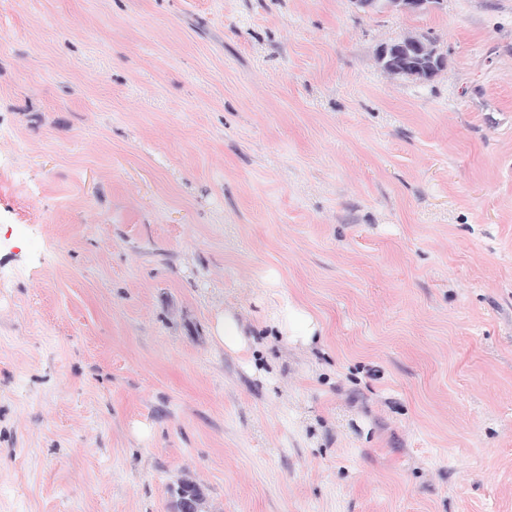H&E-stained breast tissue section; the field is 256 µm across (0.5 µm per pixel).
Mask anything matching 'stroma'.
<instances>
[{
	"label": "stroma",
	"mask_w": 512,
	"mask_h": 512,
	"mask_svg": "<svg viewBox=\"0 0 512 512\" xmlns=\"http://www.w3.org/2000/svg\"><path fill=\"white\" fill-rule=\"evenodd\" d=\"M0 27V512H173L185 478L209 512H512V0ZM408 34L432 81L376 65ZM227 307L251 352L211 345ZM266 326L288 343L311 345L316 336H323V326L302 306L289 298L273 304L267 315Z\"/></svg>",
	"instance_id": "35a3bbf8"
}]
</instances>
